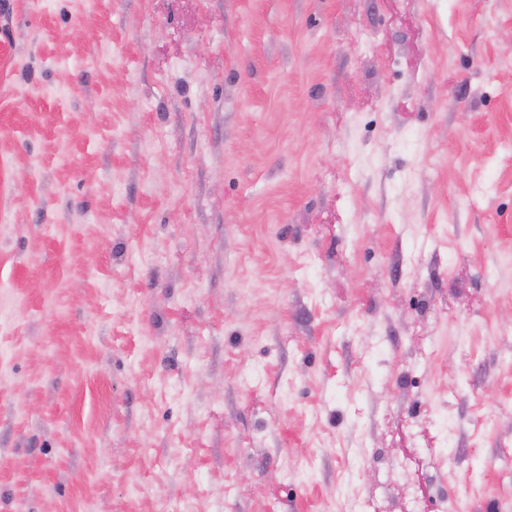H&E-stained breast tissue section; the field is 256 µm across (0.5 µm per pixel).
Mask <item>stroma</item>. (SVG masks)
<instances>
[{"label":"stroma","mask_w":512,"mask_h":512,"mask_svg":"<svg viewBox=\"0 0 512 512\" xmlns=\"http://www.w3.org/2000/svg\"><path fill=\"white\" fill-rule=\"evenodd\" d=\"M0 512H512V0H0Z\"/></svg>","instance_id":"obj_1"}]
</instances>
